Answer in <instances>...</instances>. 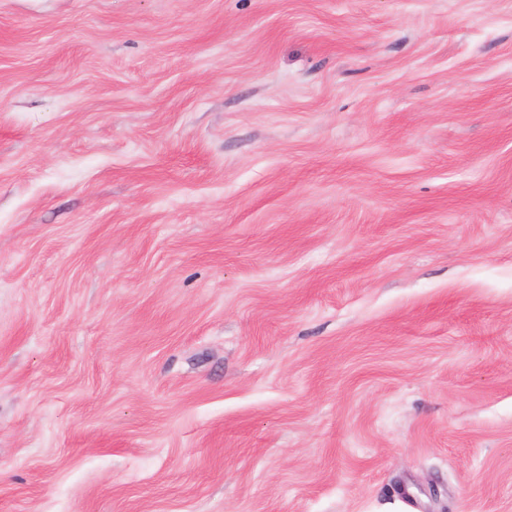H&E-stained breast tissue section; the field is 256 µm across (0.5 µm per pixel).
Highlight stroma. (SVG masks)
I'll return each instance as SVG.
<instances>
[{"mask_svg":"<svg viewBox=\"0 0 512 512\" xmlns=\"http://www.w3.org/2000/svg\"><path fill=\"white\" fill-rule=\"evenodd\" d=\"M0 512H512V0H0Z\"/></svg>","mask_w":512,"mask_h":512,"instance_id":"stroma-1","label":"stroma"}]
</instances>
